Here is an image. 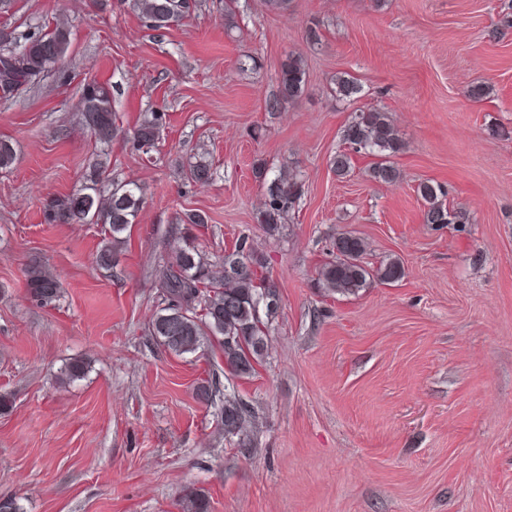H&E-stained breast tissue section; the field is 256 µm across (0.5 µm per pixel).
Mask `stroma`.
Returning a JSON list of instances; mask_svg holds the SVG:
<instances>
[{
	"label": "stroma",
	"mask_w": 512,
	"mask_h": 512,
	"mask_svg": "<svg viewBox=\"0 0 512 512\" xmlns=\"http://www.w3.org/2000/svg\"><path fill=\"white\" fill-rule=\"evenodd\" d=\"M197 0L161 29L122 0H14L0 27L72 31L64 60L0 98V497L23 512H181L203 489L211 512H512V0ZM317 26L318 43L305 31ZM301 55L302 96L271 110L281 62ZM359 85L336 96V78ZM112 91L116 181L145 189L136 224L97 267L101 224L46 223L41 200L75 192L95 147L79 121L85 84ZM474 84L487 88L468 97ZM387 112L404 149L394 184L369 156L337 177L341 135L360 108ZM167 113L149 153L127 133ZM208 153L212 179L184 168ZM295 172L303 193L276 237L257 217L254 168ZM443 188L463 224L425 223L420 182ZM211 263L239 236L268 258L281 308L269 355L237 383L256 423L243 453L224 439L220 405L195 399L223 381L224 356L177 357L148 332L160 259L187 211ZM371 261L399 258L403 280L355 295L314 286L337 233ZM63 293L33 302L27 271ZM82 359L84 379L58 381Z\"/></svg>",
	"instance_id": "1"
}]
</instances>
